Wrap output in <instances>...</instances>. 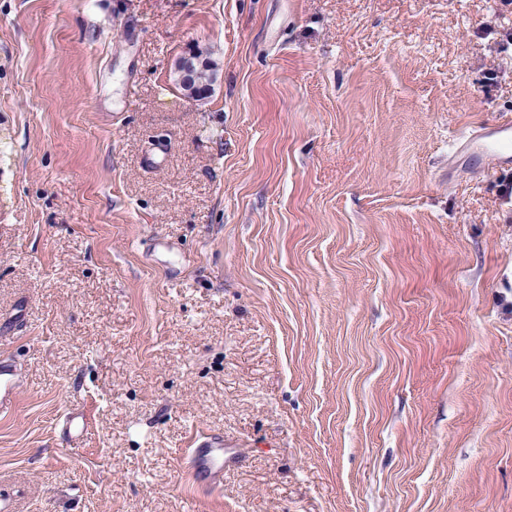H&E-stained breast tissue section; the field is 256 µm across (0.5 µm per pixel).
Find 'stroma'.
Masks as SVG:
<instances>
[{
    "mask_svg": "<svg viewBox=\"0 0 512 512\" xmlns=\"http://www.w3.org/2000/svg\"><path fill=\"white\" fill-rule=\"evenodd\" d=\"M504 31L512 0H0V504L512 512V170L448 167L512 121ZM198 433L241 457L214 493ZM218 70L219 65L209 52L189 49L176 60L173 80L188 98L199 102L209 97ZM20 367L7 357L0 359V414L10 413L16 403L20 389ZM88 430V422L81 411L71 409L63 416L61 432L72 449L79 448ZM188 469L198 489H220L219 478L224 474V439L207 436L196 440L188 455Z\"/></svg>",
    "mask_w": 512,
    "mask_h": 512,
    "instance_id": "35a3bbf8",
    "label": "stroma"
}]
</instances>
